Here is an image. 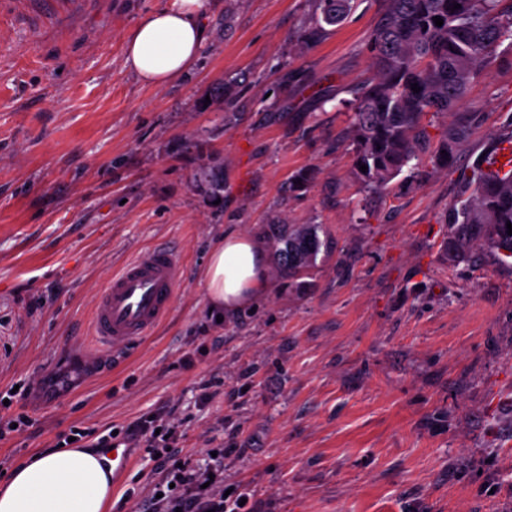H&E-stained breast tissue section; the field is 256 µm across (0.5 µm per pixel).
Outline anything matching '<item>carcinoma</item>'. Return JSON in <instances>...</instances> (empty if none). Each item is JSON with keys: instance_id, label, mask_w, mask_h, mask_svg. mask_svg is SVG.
<instances>
[{"instance_id": "1", "label": "carcinoma", "mask_w": 512, "mask_h": 512, "mask_svg": "<svg viewBox=\"0 0 512 512\" xmlns=\"http://www.w3.org/2000/svg\"><path fill=\"white\" fill-rule=\"evenodd\" d=\"M316 11L300 36L306 46L320 42L342 25L355 0H315ZM502 0H384L385 9L370 38L374 78L353 91L355 172L364 189L378 192L398 177L430 141L427 115H445L462 100L478 62L490 64L512 54V3ZM459 4L461 8L453 9ZM443 19L435 24L433 17ZM417 84L420 91L411 90ZM467 126L456 122L443 132L435 162L453 164ZM368 166L367 172L360 165ZM211 200L224 199V173L205 175ZM512 222V175L480 173L472 198L453 208L445 245L448 261L464 259L474 244L502 252ZM318 224L275 225L268 239L290 288L317 267L326 242Z\"/></svg>"}]
</instances>
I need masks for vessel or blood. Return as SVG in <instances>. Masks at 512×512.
I'll list each match as a JSON object with an SVG mask.
<instances>
[{
	"label": "vessel or blood",
	"mask_w": 512,
	"mask_h": 512,
	"mask_svg": "<svg viewBox=\"0 0 512 512\" xmlns=\"http://www.w3.org/2000/svg\"><path fill=\"white\" fill-rule=\"evenodd\" d=\"M181 280L180 257L173 248L145 249L126 263L103 288L94 312V351L103 354L117 344L147 336L169 313ZM113 475L125 474L135 457L130 449H102Z\"/></svg>",
	"instance_id": "1"
}]
</instances>
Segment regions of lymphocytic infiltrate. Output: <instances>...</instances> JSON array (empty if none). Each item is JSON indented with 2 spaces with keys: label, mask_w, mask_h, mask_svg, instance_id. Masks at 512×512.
<instances>
[{
  "label": "lymphocytic infiltrate",
  "mask_w": 512,
  "mask_h": 512,
  "mask_svg": "<svg viewBox=\"0 0 512 512\" xmlns=\"http://www.w3.org/2000/svg\"><path fill=\"white\" fill-rule=\"evenodd\" d=\"M178 440L177 425L154 414L118 433L98 435L95 445L142 442L156 454L158 478L149 490L148 512H255L241 491L225 492L223 455L207 457L202 464L182 461L175 452Z\"/></svg>",
  "instance_id": "obj_1"
}]
</instances>
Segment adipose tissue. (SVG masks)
Instances as JSON below:
<instances>
[{"label":"adipose tissue","mask_w":512,"mask_h":512,"mask_svg":"<svg viewBox=\"0 0 512 512\" xmlns=\"http://www.w3.org/2000/svg\"><path fill=\"white\" fill-rule=\"evenodd\" d=\"M206 0H174L145 15L125 40V62L142 82L162 86L196 62L205 39ZM212 311L231 316L270 286L268 261L251 236L227 229L203 272ZM112 472L97 451L53 448L32 456L0 482V512H105Z\"/></svg>","instance_id":"adipose-tissue-1"}]
</instances>
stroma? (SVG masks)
Segmentation results:
<instances>
[{"instance_id":"stroma-1","label":"stroma","mask_w":512,"mask_h":512,"mask_svg":"<svg viewBox=\"0 0 512 512\" xmlns=\"http://www.w3.org/2000/svg\"><path fill=\"white\" fill-rule=\"evenodd\" d=\"M171 0H0V405L27 428L0 440V480L72 427L159 413L184 456L224 451V482L257 512H512V272L488 248L448 261V211L483 154L512 138V65L490 64L434 119L413 178L364 193L353 173L354 88L373 76L383 0H361L302 47L314 0H210L190 70L157 87L124 63L126 35ZM233 85L225 112L210 94ZM466 117L451 167L443 129ZM220 167L223 205L204 170ZM312 168L315 181L289 192ZM322 225L332 243L303 289L217 319L203 271L225 228ZM182 254L170 314L117 368L86 352L93 309L147 247ZM206 344L207 356L185 365ZM72 387L55 394L50 381ZM221 388L198 399L200 383ZM105 512H141L147 449Z\"/></svg>"}]
</instances>
